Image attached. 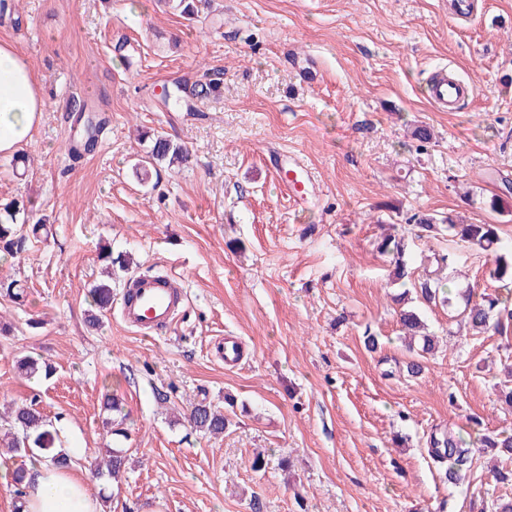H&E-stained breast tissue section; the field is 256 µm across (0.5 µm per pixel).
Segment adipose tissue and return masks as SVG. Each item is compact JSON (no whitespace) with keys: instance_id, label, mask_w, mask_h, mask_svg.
Instances as JSON below:
<instances>
[{"instance_id":"ef3b65f1","label":"adipose tissue","mask_w":512,"mask_h":512,"mask_svg":"<svg viewBox=\"0 0 512 512\" xmlns=\"http://www.w3.org/2000/svg\"><path fill=\"white\" fill-rule=\"evenodd\" d=\"M46 99L27 57L12 42L0 41V154L15 152L32 137ZM91 469L59 467L50 458L26 465L23 512H102Z\"/></svg>"}]
</instances>
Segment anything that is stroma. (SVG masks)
Wrapping results in <instances>:
<instances>
[{"label":"stroma","mask_w":512,"mask_h":512,"mask_svg":"<svg viewBox=\"0 0 512 512\" xmlns=\"http://www.w3.org/2000/svg\"><path fill=\"white\" fill-rule=\"evenodd\" d=\"M477 3L455 20L448 0H212L215 29L170 0H21L0 13V39L30 56L47 101L31 140L0 155V204L24 202L44 224L0 259V411L35 398L88 451L125 449L119 487H94L112 494L105 512H470L487 494L512 498L489 456L452 489L428 454L432 434L471 417L512 432L495 402L504 339L422 310L438 350L408 377L400 287L376 249L386 223L413 262L453 250L460 295L486 291L484 257L416 237L408 218L453 211L512 242V212L487 206L512 181V0ZM443 67L473 88L455 112L426 94ZM217 71L219 91L165 105L162 88ZM75 98L106 121L82 154L66 146ZM417 125L430 142L408 137ZM157 133L189 160L139 181ZM283 153L314 175L305 203L273 169ZM107 251L130 253L129 276L182 279L170 331L138 334L111 309L89 324ZM12 282L24 301L6 296ZM227 336L234 368L211 353ZM30 352L54 377L21 374ZM202 400L231 419L223 436L185 420Z\"/></svg>","instance_id":"1"}]
</instances>
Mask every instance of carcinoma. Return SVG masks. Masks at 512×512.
<instances>
[{
	"label": "carcinoma",
	"instance_id": "obj_1",
	"mask_svg": "<svg viewBox=\"0 0 512 512\" xmlns=\"http://www.w3.org/2000/svg\"><path fill=\"white\" fill-rule=\"evenodd\" d=\"M188 159L186 149L161 134L154 136L150 149L136 168L153 167L164 164L169 168ZM31 214L17 203L11 202L0 208V250L7 254H18L25 248L27 236L24 225L29 223ZM448 229V235L467 244L474 251L486 258L485 275L496 284L493 293H471L462 296L463 307L458 313L461 321L470 325L478 334L512 337V248L503 244L500 225L491 223L473 224L457 221L453 216L441 220L427 213H415L409 218V224L425 231L433 232L438 224ZM379 252L391 256L392 270L390 277L396 283L412 282L417 298L427 306L440 304L452 305L451 292L439 284L445 270L452 265L451 255L435 256L427 260L424 275L414 277L411 259L406 256L404 240L387 236L378 245ZM93 305L100 311L107 309L112 298V286L101 282L89 291ZM398 323L402 331L410 336H421L418 350L421 354H430L435 349L434 337L420 334L423 321L413 308L402 309L398 314ZM19 371L32 377L37 374L49 378L53 367L33 356L17 360ZM188 420L195 430L204 435L216 436L224 432L228 419L217 408L206 403L195 404L188 415ZM469 427L476 430V445L486 451L500 454L512 460V434L505 431L483 433L478 431L480 420L471 418ZM5 446L15 453L37 449L44 455L59 463H65L68 455L60 450L57 429L52 421L43 415L36 405L31 404L16 409L13 414V430L8 432ZM430 456L445 466L448 483L458 484L463 472L468 470L472 461L471 447L463 437L453 433L433 435L430 439ZM126 455L117 448L107 450V454L96 461L97 474L109 479L119 478L125 468Z\"/></svg>",
	"mask_w": 512,
	"mask_h": 512
}]
</instances>
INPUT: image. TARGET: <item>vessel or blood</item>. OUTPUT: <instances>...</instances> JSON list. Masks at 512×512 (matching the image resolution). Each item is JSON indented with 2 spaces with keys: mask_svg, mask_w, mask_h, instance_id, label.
Wrapping results in <instances>:
<instances>
[{
  "mask_svg": "<svg viewBox=\"0 0 512 512\" xmlns=\"http://www.w3.org/2000/svg\"><path fill=\"white\" fill-rule=\"evenodd\" d=\"M470 95V87L449 77L446 70L433 73L429 80L428 98L441 111H455ZM290 168L293 176L288 180L289 193L293 198H304L314 178L301 159H294ZM136 283L133 297L120 302L121 321L143 334L171 327L185 298L179 277L140 275Z\"/></svg>",
  "mask_w": 512,
  "mask_h": 512,
  "instance_id": "1",
  "label": "vessel or blood"
}]
</instances>
